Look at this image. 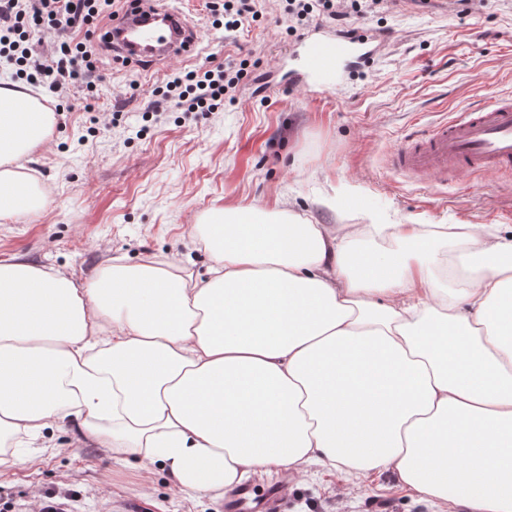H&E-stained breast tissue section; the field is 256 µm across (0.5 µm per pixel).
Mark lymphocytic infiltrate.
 Here are the masks:
<instances>
[{"instance_id": "lymphocytic-infiltrate-1", "label": "lymphocytic infiltrate", "mask_w": 512, "mask_h": 512, "mask_svg": "<svg viewBox=\"0 0 512 512\" xmlns=\"http://www.w3.org/2000/svg\"><path fill=\"white\" fill-rule=\"evenodd\" d=\"M118 0H0V58L15 67V76L55 94L73 86L96 87V59L87 42L104 16L114 15ZM56 36L49 52L39 35ZM245 65L178 69L152 91L151 112H210L235 90Z\"/></svg>"}]
</instances>
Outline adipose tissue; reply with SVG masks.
Wrapping results in <instances>:
<instances>
[{"instance_id": "adipose-tissue-1", "label": "adipose tissue", "mask_w": 512, "mask_h": 512, "mask_svg": "<svg viewBox=\"0 0 512 512\" xmlns=\"http://www.w3.org/2000/svg\"><path fill=\"white\" fill-rule=\"evenodd\" d=\"M55 122L0 83L1 219L48 205L24 162ZM189 240L205 275L148 254L79 283L0 258L1 467L69 419L186 493L315 459L393 472L450 512H512V231L249 203L200 215Z\"/></svg>"}]
</instances>
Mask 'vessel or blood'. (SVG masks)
<instances>
[{
  "mask_svg": "<svg viewBox=\"0 0 512 512\" xmlns=\"http://www.w3.org/2000/svg\"><path fill=\"white\" fill-rule=\"evenodd\" d=\"M405 8L444 12L469 8L479 0H395ZM102 46L142 67H164L198 45L187 16L170 0H125L120 23L98 29ZM369 53L367 40L340 35L307 37L297 63L288 71L292 86L308 90L341 86L347 69ZM388 167L408 173L422 185L460 171H501L512 168V97L497 96L426 133L407 137L391 154ZM283 490L272 485L258 491L248 485L224 499V512H281Z\"/></svg>",
  "mask_w": 512,
  "mask_h": 512,
  "instance_id": "vessel-or-blood-1",
  "label": "vessel or blood"
}]
</instances>
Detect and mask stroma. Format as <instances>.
Instances as JSON below:
<instances>
[{"label":"stroma","instance_id":"1","mask_svg":"<svg viewBox=\"0 0 512 512\" xmlns=\"http://www.w3.org/2000/svg\"><path fill=\"white\" fill-rule=\"evenodd\" d=\"M207 2L174 0L200 37L195 65L248 59L234 101L214 112L145 116L164 71L97 52L94 98L64 94L51 138L25 162L50 205L24 221L0 219V256L59 267L80 282L112 256H177L203 273L207 255L187 236L200 214L285 198L317 224L375 214L394 224L512 226V172H461L426 188L386 168L406 135L512 95V0H483L463 14L384 0L378 14L353 20L373 52L338 91L287 89L299 45L282 23L286 0H260V17L236 31L216 26ZM323 197L332 206H318ZM24 454V463L0 468V512H29L35 495L70 494L73 512H222L221 500L180 492L160 466L76 441L67 425L54 429L52 447ZM248 479L286 481L289 512H448L389 472L359 491L345 471L315 463Z\"/></svg>","mask_w":512,"mask_h":512}]
</instances>
